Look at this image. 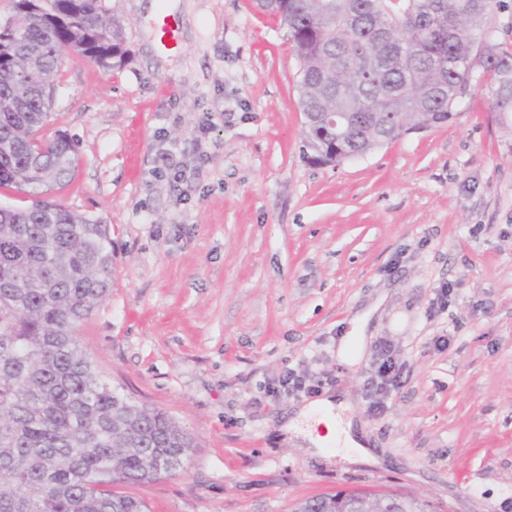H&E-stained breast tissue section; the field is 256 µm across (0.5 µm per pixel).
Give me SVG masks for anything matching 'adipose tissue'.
<instances>
[{
  "label": "adipose tissue",
  "mask_w": 512,
  "mask_h": 512,
  "mask_svg": "<svg viewBox=\"0 0 512 512\" xmlns=\"http://www.w3.org/2000/svg\"><path fill=\"white\" fill-rule=\"evenodd\" d=\"M348 410L347 399L327 395L296 409L283 423L282 430L301 437L314 456H322L329 443L340 440L352 448V461L373 460L367 443L356 437Z\"/></svg>",
  "instance_id": "1"
}]
</instances>
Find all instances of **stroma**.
<instances>
[{
    "instance_id": "stroma-1",
    "label": "stroma",
    "mask_w": 512,
    "mask_h": 512,
    "mask_svg": "<svg viewBox=\"0 0 512 512\" xmlns=\"http://www.w3.org/2000/svg\"><path fill=\"white\" fill-rule=\"evenodd\" d=\"M101 5L126 61L68 55L41 132L77 145L51 199L111 227L112 287L77 340L197 442L185 472L116 491L150 512H290L346 489L512 512V115L487 84L446 123L319 165L292 44L254 0ZM386 351L397 384L378 414ZM290 369L348 396L377 462L285 439L311 400L279 387Z\"/></svg>"
}]
</instances>
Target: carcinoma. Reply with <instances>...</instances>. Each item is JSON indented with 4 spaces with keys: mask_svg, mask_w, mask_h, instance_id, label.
<instances>
[{
    "mask_svg": "<svg viewBox=\"0 0 512 512\" xmlns=\"http://www.w3.org/2000/svg\"><path fill=\"white\" fill-rule=\"evenodd\" d=\"M0 21V187L35 197L0 213V512H146L112 490L185 470L195 439L96 370L78 325L112 285V237L99 218L43 196L69 181L77 146L44 142L66 55L124 64L121 22L100 0H49V16ZM497 0H256L299 60L298 106L314 160L337 165L412 130L450 121L490 78L492 110L512 112V50ZM336 114V122L327 120ZM399 493L338 492L293 512H433ZM501 8L495 10L493 19L499 28V39L505 47L512 48V0H502Z\"/></svg>",
    "mask_w": 512,
    "mask_h": 512,
    "instance_id": "cac0c4a2",
    "label": "carcinoma"
}]
</instances>
